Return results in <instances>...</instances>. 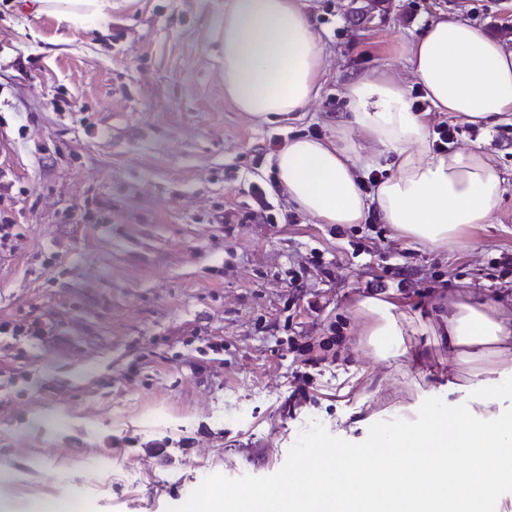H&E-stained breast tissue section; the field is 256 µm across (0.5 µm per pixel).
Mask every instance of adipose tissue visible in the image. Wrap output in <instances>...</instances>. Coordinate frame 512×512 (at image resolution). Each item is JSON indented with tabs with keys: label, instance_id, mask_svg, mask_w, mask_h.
<instances>
[{
	"label": "adipose tissue",
	"instance_id": "ef3b65f1",
	"mask_svg": "<svg viewBox=\"0 0 512 512\" xmlns=\"http://www.w3.org/2000/svg\"><path fill=\"white\" fill-rule=\"evenodd\" d=\"M43 11L73 25L109 17L112 0H40ZM432 111L493 126L512 119V48L484 28L456 18L427 25L406 57ZM324 69L320 37L301 0H224V96L257 120L302 111ZM347 123L336 138L297 137L276 155L277 187L289 204L324 224H362L370 213L406 240L447 246L475 224L490 223L505 180L482 150L434 151L428 114L414 111L407 89L371 72L349 84ZM431 111V112H432ZM394 173L372 194L361 183L385 153ZM366 346L381 359L413 355L417 334L447 344L461 388L481 392L486 378L512 373V315L496 303H450L425 324L407 303L359 300Z\"/></svg>",
	"mask_w": 512,
	"mask_h": 512
}]
</instances>
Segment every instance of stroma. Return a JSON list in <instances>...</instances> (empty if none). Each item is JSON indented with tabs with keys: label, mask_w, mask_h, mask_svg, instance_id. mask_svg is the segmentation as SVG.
Instances as JSON below:
<instances>
[{
	"label": "stroma",
	"mask_w": 512,
	"mask_h": 512,
	"mask_svg": "<svg viewBox=\"0 0 512 512\" xmlns=\"http://www.w3.org/2000/svg\"><path fill=\"white\" fill-rule=\"evenodd\" d=\"M324 49L305 109L255 121L224 97V0H112L95 27L37 0H0V497L15 512L71 498L88 512H166L212 474L267 476L310 421L361 442L451 406L448 351L432 372L360 346L357 300L422 313L459 299L512 309V191L458 242L412 245L370 217L323 224L286 203L273 157L331 139L364 73L413 78L406 44L459 17L512 48V0H303ZM512 182V123H460ZM272 205L251 221L252 184ZM242 215L226 223L227 212Z\"/></svg>",
	"instance_id": "1"
}]
</instances>
